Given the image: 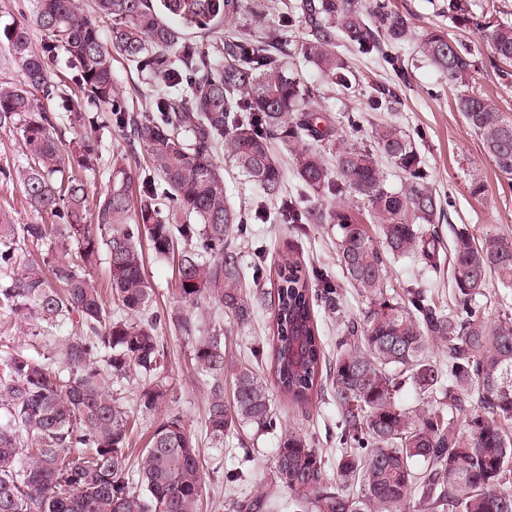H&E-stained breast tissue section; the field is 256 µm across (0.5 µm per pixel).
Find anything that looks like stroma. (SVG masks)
Here are the masks:
<instances>
[{
    "label": "stroma",
    "instance_id": "obj_1",
    "mask_svg": "<svg viewBox=\"0 0 512 512\" xmlns=\"http://www.w3.org/2000/svg\"><path fill=\"white\" fill-rule=\"evenodd\" d=\"M389 7L407 15L412 22L413 37L400 47L383 52L362 54L347 52L354 75L352 86L342 89L327 83L307 63L302 45L308 29L301 21L285 22L286 6L270 11L266 24L279 29L287 42L288 64L304 80L314 85L318 95L315 105L339 121L348 114L364 117L361 132L351 133L350 141L369 143L373 122L394 121L409 131L424 161L429 180L441 198L450 200L443 219L435 228L442 241L444 266L433 273L411 261L391 266L390 280L397 293L410 288H427L447 298L451 286L450 248L455 227L465 225L475 236L493 233L512 241V181L500 175L484 153L477 135L469 128L455 105L456 92L439 71L417 52L419 39L427 32L443 30L449 39L462 43L474 53L476 93L488 99L500 112L512 118V75H503L489 60L490 51L478 29L460 28L452 24L446 13L448 0H387ZM393 90L397 98L380 109H373L370 100L375 88ZM274 154L285 173L288 195L301 209H331L337 202L334 195L316 192L302 184L288 149L275 145ZM480 185V194H472L473 185ZM336 227L332 224H254L244 239L239 240L241 262L246 272H258V287L275 291L277 269L283 257L297 259L306 270L320 269L328 273L341 295L342 304L353 318L362 317L368 304L358 296L346 280L336 256ZM145 275L155 292L157 307L174 304L177 262L169 259L145 258ZM271 314L258 311L250 325L240 328L232 319L221 318L224 329V355L236 362L249 356L253 346H268ZM167 351V370L173 380L174 395L166 414L179 416L197 436L205 468V490L199 512H228L230 495H258L272 492L268 512H289L288 495L273 490L271 470L273 455L279 446L275 434L257 435L243 427L224 439L223 447L212 445L205 432V408L209 386L199 376L192 362V346L187 337L170 329L159 332ZM273 409L283 426L300 430L328 458L336 456V422L338 413L330 385H323L318 395L305 405H297L283 397H275ZM251 447L250 459H243L241 446ZM245 472V481L226 484V473Z\"/></svg>",
    "mask_w": 512,
    "mask_h": 512
}]
</instances>
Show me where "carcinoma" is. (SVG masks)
I'll return each mask as SVG.
<instances>
[{"label": "carcinoma", "instance_id": "cac0c4a2", "mask_svg": "<svg viewBox=\"0 0 512 512\" xmlns=\"http://www.w3.org/2000/svg\"><path fill=\"white\" fill-rule=\"evenodd\" d=\"M242 0H36L29 24L3 30L23 81L0 83V128L20 130L26 164L5 176L48 224H15L0 210V325L20 321L27 335L71 334L44 351L13 346L0 358V512H198L203 465L193 435L177 416L159 421L141 450L138 475L127 469L135 420L123 382L144 379L137 410L155 416L173 386L158 330L192 337L195 309L214 304L239 327L255 309L272 311L267 382L251 364L231 366L233 394L224 397V328L214 325L193 343L197 372L210 379L206 432L215 445L237 428L264 434L280 427L274 393L296 404L319 390L325 362L315 313L320 303L341 320L342 344L329 368L340 433L334 469L298 431L281 434L274 480L295 512H512V316L489 322L477 305L489 278L512 288V243L456 229L452 305L426 288L393 293L389 269L410 258L440 270L439 239L428 226L441 198L428 180L411 136L395 122L372 125L373 147L350 143L331 115L314 106L315 88L278 53L279 33L264 11L237 24ZM183 20L176 28L166 21ZM309 27L303 55L331 84L351 86L336 52V33L360 53L411 36L408 17L384 3L297 0L289 18ZM448 19L473 20L468 0H448ZM110 26L104 46L100 24ZM69 55L79 72L70 116L49 112L54 95L31 29ZM481 37L494 59L512 65V24L483 15ZM207 32L198 41L194 34ZM144 77L135 112L112 72V53ZM418 52L458 93L455 105L480 137L498 171L512 177V118L469 92L472 53L442 31ZM92 107L107 122L65 141L64 120ZM115 125L130 131L112 161L109 188L90 200L82 173L98 165L102 136ZM294 152L300 180L314 191H348L367 204L380 244L353 208L301 210L288 200L272 151ZM144 149L150 174L137 178L130 156ZM401 174L384 184L378 157ZM237 167L265 196L280 201L283 224L336 225V255L349 282L369 302L364 317L343 319L339 293L320 271L307 275L289 257L276 292L258 295L247 280L235 240L248 233L247 213L224 196V163ZM45 247L41 260L28 243ZM177 259L181 306L153 307L142 246ZM109 268L115 309L103 301L90 270ZM320 288H310L309 280ZM117 315H112V312ZM412 387L424 407L404 409L397 393ZM258 495L234 512H263Z\"/></svg>", "mask_w": 512, "mask_h": 512}]
</instances>
